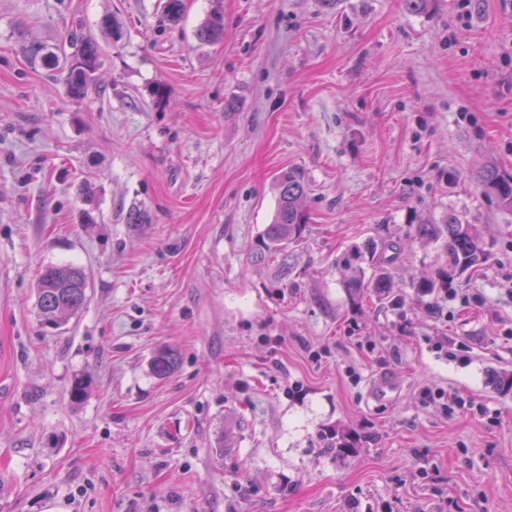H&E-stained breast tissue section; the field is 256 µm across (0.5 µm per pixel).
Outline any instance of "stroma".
Returning <instances> with one entry per match:
<instances>
[{"label":"stroma","mask_w":512,"mask_h":512,"mask_svg":"<svg viewBox=\"0 0 512 512\" xmlns=\"http://www.w3.org/2000/svg\"><path fill=\"white\" fill-rule=\"evenodd\" d=\"M164 2L0 0V512H512V210L475 181L512 175V0ZM78 24L104 49L80 102L18 37ZM289 169L285 287L247 254ZM451 215L487 258L420 296L446 255L417 228ZM374 243L399 305L348 296L337 261L372 273ZM69 263L89 301L53 329L35 285ZM197 38L202 44H213L224 38V18L220 11L208 16L197 30ZM180 361L179 351L175 348H162L156 351L150 360V369L157 378H168L178 368ZM329 439L330 442H328L327 448L335 450L336 454L349 456V454L356 453L357 438L344 429H340L339 427L332 428L329 433L328 440Z\"/></svg>","instance_id":"35a3bbf8"}]
</instances>
